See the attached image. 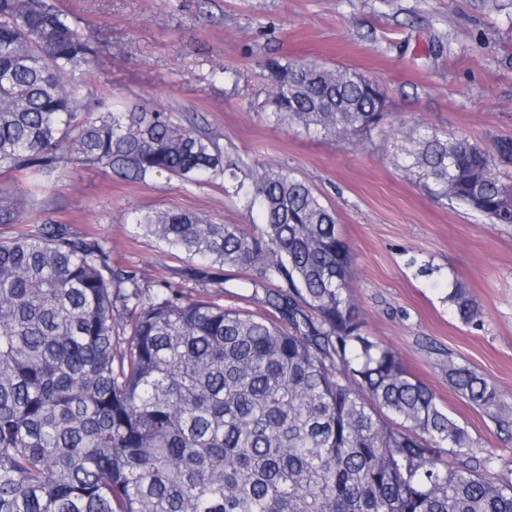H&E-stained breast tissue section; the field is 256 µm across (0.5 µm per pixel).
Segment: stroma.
Here are the masks:
<instances>
[{
	"mask_svg": "<svg viewBox=\"0 0 512 512\" xmlns=\"http://www.w3.org/2000/svg\"><path fill=\"white\" fill-rule=\"evenodd\" d=\"M99 47L89 80L96 111L155 107L193 120L225 160L291 169L335 209L352 252L350 293L364 331L391 348L464 424L497 468L512 472V429L456 392L448 364L494 381L512 416V224L427 195L397 163L404 134L432 125L495 151L512 141V8L492 0H51ZM344 66L387 92L389 120L364 139L307 135L275 122L263 104L268 58ZM31 188V221L67 225L104 241L138 285L169 281L191 298L254 314L267 307L227 265L219 285L195 260L137 230L139 213L179 210L250 227L256 214L223 182L120 177L70 163L65 177L0 174ZM460 283L483 327L464 326L447 295Z\"/></svg>",
	"mask_w": 512,
	"mask_h": 512,
	"instance_id": "1",
	"label": "stroma"
}]
</instances>
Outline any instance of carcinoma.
Returning <instances> with one entry per match:
<instances>
[{
  "instance_id": "1",
  "label": "carcinoma",
  "mask_w": 512,
  "mask_h": 512,
  "mask_svg": "<svg viewBox=\"0 0 512 512\" xmlns=\"http://www.w3.org/2000/svg\"><path fill=\"white\" fill-rule=\"evenodd\" d=\"M97 47L47 0H0V172L49 177L73 154L128 179L234 183L261 223L183 211L146 235L251 269L267 317L162 282L143 298L112 250L64 224L0 238V512H512V476L392 349L349 291L336 211L283 166L224 161L158 109L95 112ZM265 111L309 135L367 136L386 93L345 68L272 58ZM399 167L436 199L512 224V182L479 143L420 125ZM25 192L0 187V226ZM274 288L268 289L266 285ZM460 322L483 324L465 288ZM453 387L509 426L496 385L448 361Z\"/></svg>"
}]
</instances>
